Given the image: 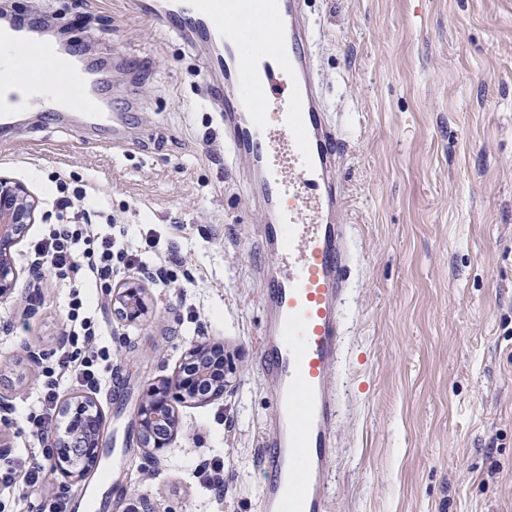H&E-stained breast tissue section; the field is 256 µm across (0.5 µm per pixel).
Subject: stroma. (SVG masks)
<instances>
[{
    "label": "stroma",
    "instance_id": "1",
    "mask_svg": "<svg viewBox=\"0 0 512 512\" xmlns=\"http://www.w3.org/2000/svg\"><path fill=\"white\" fill-rule=\"evenodd\" d=\"M96 57L143 64L120 147L108 131L36 123L0 135V172L50 210L53 177L94 189L103 209L140 241L147 230L183 263L170 287L141 281L147 312L131 321L112 302L96 312L104 386L67 389L64 410L90 398L102 448L126 449L119 483L101 484L114 460L75 479L50 466L44 493L15 487L0 512H40L45 495H90L100 512H260L259 434L270 412L260 383L258 217L244 184L224 181L210 147L205 76L192 51L113 0H11ZM320 26L321 76L349 141L343 170L359 255L346 306L339 370L342 415L331 474L334 512H512V0H310ZM20 279L0 298V455L38 445L25 417L37 377L54 360L71 295L52 273L44 304H29L28 248ZM224 349L232 383L223 398L177 403L169 448L133 447L139 404L172 378L194 343ZM224 467L215 498L198 471Z\"/></svg>",
    "mask_w": 512,
    "mask_h": 512
}]
</instances>
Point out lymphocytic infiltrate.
Wrapping results in <instances>:
<instances>
[{"label": "lymphocytic infiltrate", "instance_id": "obj_1", "mask_svg": "<svg viewBox=\"0 0 512 512\" xmlns=\"http://www.w3.org/2000/svg\"><path fill=\"white\" fill-rule=\"evenodd\" d=\"M53 206L63 221L51 225L48 234L36 241L35 255L46 268L69 279L73 288L68 315L70 328L62 346L55 353L51 367L42 373L40 401L36 412L28 414L27 422L44 448L41 453H31L0 465V486L24 484L28 489L39 490L44 481L46 463L53 453L47 446L54 420L58 416L60 388L69 383L91 391L101 383L97 368L99 361L107 360L109 351L94 346L98 328L84 309L90 301L83 289L87 282L108 288L122 280L127 271L167 282L168 273L163 263L147 265L136 250L124 247V225H112L110 232L100 229L101 211L86 206L87 189L72 185L67 178L54 180Z\"/></svg>", "mask_w": 512, "mask_h": 512}]
</instances>
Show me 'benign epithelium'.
Listing matches in <instances>:
<instances>
[{
    "mask_svg": "<svg viewBox=\"0 0 512 512\" xmlns=\"http://www.w3.org/2000/svg\"><path fill=\"white\" fill-rule=\"evenodd\" d=\"M39 198L29 187L13 177L0 174V297L13 292L19 279L15 265L14 248L19 243L28 225L39 216ZM113 300L120 304L125 317L134 321L146 312L143 291L136 285L123 282L113 289ZM202 347H191L185 356L188 364L195 365V374L185 375L183 367L162 385L152 387L140 405L135 421L136 440L143 448L161 450L171 442V435L159 436L152 426L165 421L177 428L178 417L171 398L183 401L215 399L224 396L229 385L226 375H219L199 362Z\"/></svg>",
    "mask_w": 512,
    "mask_h": 512,
    "instance_id": "benign-epithelium-1",
    "label": "benign epithelium"
}]
</instances>
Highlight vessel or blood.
<instances>
[{
	"label": "vessel or blood",
	"instance_id": "b4317fda",
	"mask_svg": "<svg viewBox=\"0 0 512 512\" xmlns=\"http://www.w3.org/2000/svg\"><path fill=\"white\" fill-rule=\"evenodd\" d=\"M117 2L197 54L220 103L224 177L247 172L261 216V381L272 403L260 436L262 512H331L338 406L327 373L344 350L357 256L345 219L348 145L323 99L316 23L305 0ZM35 30L26 21L0 24V49ZM42 52L83 101L72 107L54 80L31 82L30 98L48 121L68 115L80 131L127 123L134 102L113 105L107 76L81 52L50 44Z\"/></svg>",
	"mask_w": 512,
	"mask_h": 512
}]
</instances>
